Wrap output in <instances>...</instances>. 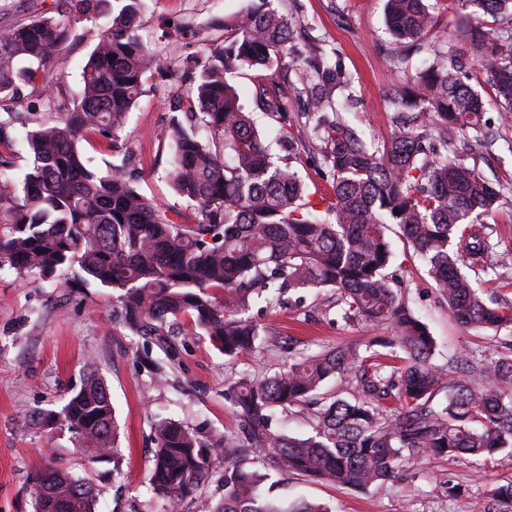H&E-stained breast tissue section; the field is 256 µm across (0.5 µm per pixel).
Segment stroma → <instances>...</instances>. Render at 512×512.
<instances>
[{
	"mask_svg": "<svg viewBox=\"0 0 512 512\" xmlns=\"http://www.w3.org/2000/svg\"><path fill=\"white\" fill-rule=\"evenodd\" d=\"M251 2L146 0L137 33L167 66L186 70L195 66L206 44L223 41L219 21ZM384 5V0L268 3L269 9L294 23V50L345 73L347 84L336 97L356 98L360 105L342 118L374 146L385 142L394 127L398 110L391 102L393 86L405 83L428 55L422 48L402 64L394 63L395 44L385 26ZM60 22L71 30L72 38L63 52L58 93L71 102L81 89L82 67L96 43V31L77 16H61ZM180 26L195 30V37H180ZM473 86L485 102L491 138L473 146L466 158L468 165L507 188L487 218L500 241L497 273L507 284L512 283V117L504 116L494 88L485 80H476ZM179 92L169 78L149 75L121 137L134 156L140 192L174 221L195 224L201 219L197 207L174 191L168 176L171 127L182 118L173 109ZM302 110V102L290 101L286 131L298 141L300 151L293 166L311 199L327 198L331 180L314 124ZM388 237L394 252L391 272L405 284L411 306L437 340L436 363H447L460 353L493 354L512 340V328L478 331L455 322L399 228L391 227ZM325 297V292L311 289L273 307L255 304L250 315L265 330L266 342L257 353L237 358L224 356L208 337L192 333L189 318L180 319L177 356L167 367V383L156 386L140 362L131 332L112 318V289L96 284L65 288L53 278L0 271V512H34L31 477L48 467L69 469L91 482L99 493V512H166L165 499L149 483L154 416L179 419L205 436L233 431L225 394L240 378L270 375L295 357L348 345L363 348L389 335L386 327L352 325L340 316L324 315ZM90 353L109 387L119 426L115 460L93 465L75 452L68 433L16 424L28 409H60L67 393L83 381ZM451 481L461 484L459 497L448 496ZM509 482L512 457L505 454L487 463L422 454L413 467L366 491L280 475L264 492L327 502L335 512H476V504L484 502L491 489Z\"/></svg>",
	"mask_w": 512,
	"mask_h": 512,
	"instance_id": "35a3bbf8",
	"label": "stroma"
}]
</instances>
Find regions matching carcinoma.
<instances>
[{
  "instance_id": "cac0c4a2",
  "label": "carcinoma",
  "mask_w": 512,
  "mask_h": 512,
  "mask_svg": "<svg viewBox=\"0 0 512 512\" xmlns=\"http://www.w3.org/2000/svg\"><path fill=\"white\" fill-rule=\"evenodd\" d=\"M56 10L109 25L82 72L79 99L55 101L52 68L62 62L69 30L52 16L0 31V111L17 119L40 100L47 111L25 131L23 176L0 158V270L50 278L63 268L73 282L115 292L123 324L135 336L172 351L169 336L182 315L224 355L257 351L265 331L247 316L260 300L286 292L331 288L341 318L387 326L388 339L370 346L398 350L402 366L370 362L359 348L341 347L294 361L273 375L243 378L229 389L237 431L208 439L173 418L152 423L155 444L150 480L167 512L216 473L224 461V497L212 512H334L326 503L274 500L262 493L269 470L311 481L366 490L426 452L484 462L512 449V344L497 356L460 354L456 377L433 363L436 341L391 286L389 225L400 227L413 253L439 288L448 312L467 328L512 326V300L483 284L495 282L494 228L483 222L502 191L479 170L441 155L433 136L448 141L472 132L485 139L480 94L454 67L467 57L512 109V0H452L459 22L456 43L443 36L428 44L429 60L402 87L397 104L416 108L427 121L400 119L381 146L365 144L345 122L329 119L336 72L291 55L294 25L256 0L224 20V42L209 45L191 71L170 70L189 84L175 102L185 121L171 132L169 165L177 194L202 219L178 224L138 190L130 159L118 145L128 113L144 93L160 57L136 34L143 0H55ZM482 12L497 27L472 26ZM386 24L399 45L396 63L425 39L435 20L425 0H386ZM283 66L293 72L292 93L305 114L325 127L322 153L334 197L306 198L297 172L277 164L244 111L233 70ZM257 107L288 115L279 83L260 85ZM88 134L112 141L121 163L102 172L79 148ZM217 138L224 154L212 150ZM64 280V283L71 282ZM355 374L353 391L322 396L330 380ZM310 410L311 432L296 437L274 427L276 411ZM70 434L75 449L94 464L118 452L117 421L94 357L81 387L61 409L32 408L17 421ZM249 448L250 462L219 455ZM35 512H96L94 486L64 468L32 477ZM480 512H512V483L490 491Z\"/></svg>"
}]
</instances>
